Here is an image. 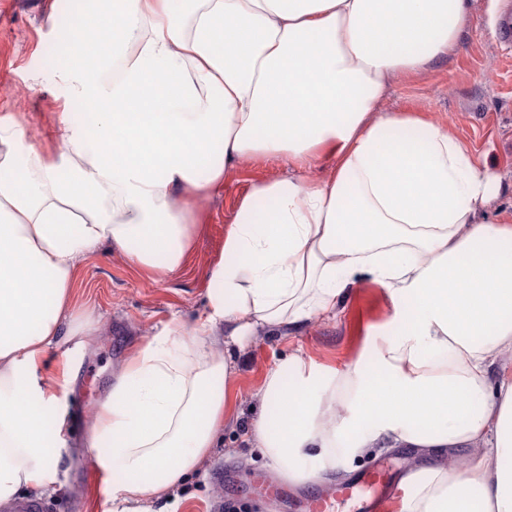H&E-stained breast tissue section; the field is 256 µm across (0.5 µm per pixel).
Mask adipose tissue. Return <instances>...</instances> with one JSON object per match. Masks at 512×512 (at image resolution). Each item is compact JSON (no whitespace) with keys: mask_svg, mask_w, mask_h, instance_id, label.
I'll return each instance as SVG.
<instances>
[{"mask_svg":"<svg viewBox=\"0 0 512 512\" xmlns=\"http://www.w3.org/2000/svg\"><path fill=\"white\" fill-rule=\"evenodd\" d=\"M479 0H79L61 69L93 116L53 156L0 124V506L45 488L68 445L40 366L98 244L159 281L195 244L196 202L242 159L287 158L224 232L190 327L144 337L84 443L111 512H155L224 430L226 347L336 318L353 288L391 315L343 369H267L244 439L296 483L367 448L417 453L400 512H512V221L447 126L383 110L392 83L457 52ZM330 162L328 172L314 169Z\"/></svg>","mask_w":512,"mask_h":512,"instance_id":"ef3b65f1","label":"adipose tissue"}]
</instances>
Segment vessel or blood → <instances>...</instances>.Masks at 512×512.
I'll use <instances>...</instances> for the list:
<instances>
[{"instance_id": "1", "label": "vessel or blood", "mask_w": 512, "mask_h": 512, "mask_svg": "<svg viewBox=\"0 0 512 512\" xmlns=\"http://www.w3.org/2000/svg\"><path fill=\"white\" fill-rule=\"evenodd\" d=\"M395 478L389 468L372 465L348 486L337 491L335 497L308 502L305 512H335V505L342 500L359 499L357 512H388L390 497L387 489Z\"/></svg>"}]
</instances>
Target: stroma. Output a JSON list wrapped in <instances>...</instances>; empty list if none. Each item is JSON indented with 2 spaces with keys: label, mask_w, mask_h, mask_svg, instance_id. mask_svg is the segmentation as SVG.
Wrapping results in <instances>:
<instances>
[{
  "label": "stroma",
  "mask_w": 512,
  "mask_h": 512,
  "mask_svg": "<svg viewBox=\"0 0 512 512\" xmlns=\"http://www.w3.org/2000/svg\"><path fill=\"white\" fill-rule=\"evenodd\" d=\"M65 0H45L31 9L23 0L10 7L0 0V121L22 124L27 142L46 154L59 152V121L73 112L66 100L60 69L69 51L67 33L53 34V18L63 16ZM388 111H422L472 150L494 171L512 169V51L494 38V20L479 12L466 29L459 50L421 77L397 82L387 93ZM282 158L245 160L224 179L217 193L197 204L196 244L183 266L156 282L131 267L109 245L88 254L75 271L74 311L94 308L98 342L79 347L61 339L47 354L53 369L70 368L76 379L59 388V402L73 421L83 420L102 400L112 370L143 336L167 325H190L202 310L209 273L224 245V229L234 220L236 204L253 181L286 176ZM390 304L383 288L365 282L355 288L343 313L298 330L275 331L263 340L229 347L238 371L233 386V411L209 458L167 499L166 512H292L290 504L260 495L252 485L260 474H272L270 463L244 443L242 436L256 415L255 392L265 369L298 352L318 365L343 368L363 351L370 326L388 319ZM413 453L407 448H375L339 468L337 482L298 487L302 498L331 494L337 483L355 478L382 461L406 474ZM95 461L87 448H72L60 460L56 478L41 499L58 512H107L111 488H103L95 507L86 504L87 470Z\"/></svg>",
  "instance_id": "1"
}]
</instances>
